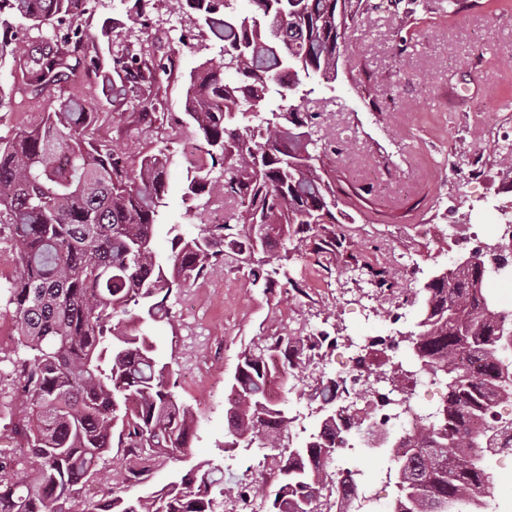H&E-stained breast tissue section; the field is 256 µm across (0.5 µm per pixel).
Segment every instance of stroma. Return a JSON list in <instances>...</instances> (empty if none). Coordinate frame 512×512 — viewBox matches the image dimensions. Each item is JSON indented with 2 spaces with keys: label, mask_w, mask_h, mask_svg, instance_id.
<instances>
[{
  "label": "stroma",
  "mask_w": 512,
  "mask_h": 512,
  "mask_svg": "<svg viewBox=\"0 0 512 512\" xmlns=\"http://www.w3.org/2000/svg\"><path fill=\"white\" fill-rule=\"evenodd\" d=\"M447 3L419 0L411 15L374 13L347 29L334 80L303 82V110L327 142L323 163L336 183L337 221L303 238L272 236L267 251L282 256L284 269L273 283H253L246 266L221 264L173 298V322L157 324L152 334L178 382L179 401L193 412L194 435L182 460L157 457L151 481L129 495H148L224 458L228 382L241 350L271 337L304 340L324 332L336 338V348L287 382V436L291 446L301 444L298 426L321 416L308 398L316 379L335 372L363 337L413 330V293L452 259V225L491 233L496 205L512 200V167L500 159L503 137L512 133V0H473L456 14ZM137 10L135 0H90L79 23L104 59L141 47L152 61L168 62L161 115L107 100L95 78L84 94L88 106L109 115L99 136L128 162L166 149L164 220L193 238L241 209L231 197L185 194V152L197 140L184 120L185 83L200 64L222 58L190 8L153 0L144 17ZM106 20L112 33L104 40ZM0 81L17 91L12 106L0 110V134L20 122L39 125L46 96L26 89L17 71L1 70ZM371 267L386 271V285L372 280ZM388 461L381 448L357 449L345 461L377 490L374 512H391Z\"/></svg>",
  "instance_id": "obj_1"
}]
</instances>
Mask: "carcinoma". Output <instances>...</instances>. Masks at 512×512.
<instances>
[{"label":"carcinoma","instance_id":"1","mask_svg":"<svg viewBox=\"0 0 512 512\" xmlns=\"http://www.w3.org/2000/svg\"><path fill=\"white\" fill-rule=\"evenodd\" d=\"M193 0L198 21L223 54L214 68L190 75L186 115L199 134L188 175V195L244 196L236 223L258 230L241 236L230 224H209L187 239L171 224V255L162 263L152 248L164 225L163 152L133 166L115 146L96 137L107 114L92 112L77 93H54L64 82L100 75L112 101L143 110L159 105L155 87L166 67L140 53L112 59L111 78L97 54L85 49L78 23L89 0H0V28L52 29L37 47L0 42V65L12 57L26 86L49 92L48 110L34 127L0 137V243L16 275L0 282V304L13 310L17 351L9 359L23 379L20 405L25 450H0V512H65L114 448L149 449L175 458L191 436V408L176 398L148 323L172 318L170 300L187 283L231 258L245 263L277 233H305L336 208V187L325 178L318 140L302 104L263 113L270 92L286 99L301 78H334L339 42L350 22L368 13L365 0ZM239 77L224 81V71ZM259 124H251L252 119ZM487 262L441 275L424 289L412 332L419 370L448 377L449 420L426 418L415 428L413 453L389 458L397 476L393 512H457L461 503L481 512L489 475L482 434L469 421L477 396L511 391L500 364L499 314L483 289ZM305 344L278 336L242 352L229 381V440L224 448L279 450L272 455L277 485H225L224 464L205 462L147 497L116 493L91 512H221L261 499L265 512H319L333 481L336 383L320 378L309 397L325 412L314 441L281 444L287 399L272 401L269 381L306 369ZM467 354L469 366L459 365Z\"/></svg>","mask_w":512,"mask_h":512}]
</instances>
